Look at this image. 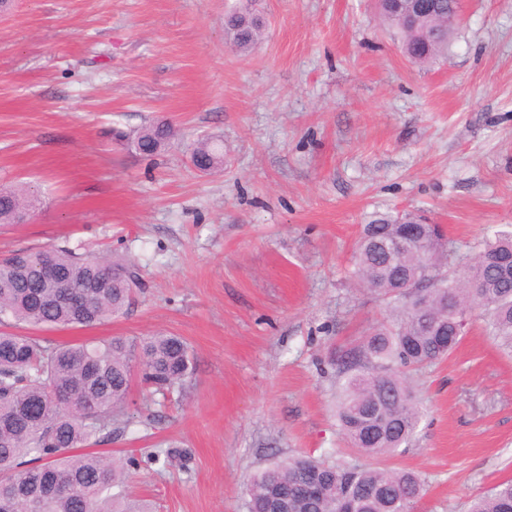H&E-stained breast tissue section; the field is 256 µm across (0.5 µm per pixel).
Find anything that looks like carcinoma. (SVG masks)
<instances>
[{
	"mask_svg": "<svg viewBox=\"0 0 512 512\" xmlns=\"http://www.w3.org/2000/svg\"><path fill=\"white\" fill-rule=\"evenodd\" d=\"M383 16L404 35L406 54L419 64L448 49L444 27L456 0H433L434 11L412 26L391 0ZM231 46L245 52L260 40L263 21L233 9L224 15ZM164 122L142 127L133 141L142 157L157 155L174 136ZM203 174L223 165L217 144L202 140L191 154ZM35 196L23 187L0 189V224L16 223ZM512 225L493 232L477 253L448 247L439 224L412 211L379 214L356 242L351 277L390 307L391 317L360 341L339 350L336 417L347 444L365 457L396 456L425 416L413 373L448 357L479 313L490 336L512 352ZM140 283L134 263L70 249L27 248L0 259V324L32 328L93 327L120 315ZM436 320L448 346L417 321L416 308ZM153 393L183 385L192 369L186 342L167 334L139 344L120 337L43 346L33 337L0 332V512H148L112 493L122 471L90 447L112 440V421L127 402L134 367ZM424 494L406 468L373 467L292 457L255 476L246 488L247 512H271L277 496L288 512H414ZM468 512H512V481L476 495Z\"/></svg>",
	"mask_w": 512,
	"mask_h": 512,
	"instance_id": "cac0c4a2",
	"label": "carcinoma"
}]
</instances>
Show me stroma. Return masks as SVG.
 <instances>
[{"label": "stroma", "mask_w": 512, "mask_h": 512, "mask_svg": "<svg viewBox=\"0 0 512 512\" xmlns=\"http://www.w3.org/2000/svg\"><path fill=\"white\" fill-rule=\"evenodd\" d=\"M245 0H17L0 17V188L42 203L0 226V255L66 246L134 262L141 287L92 328L20 326L44 345L158 333L195 370L155 403L133 380L103 453L151 512H246L259 472L296 456L356 462L332 361L386 320L351 257L377 213L443 225L459 253L512 225V0H460L448 53L413 64L375 0H254L261 44L229 47ZM178 137L146 159L118 139ZM209 137L223 169L189 163ZM427 414L386 466L416 471L417 512H463L512 478V356L470 325L414 376Z\"/></svg>", "instance_id": "obj_1"}]
</instances>
